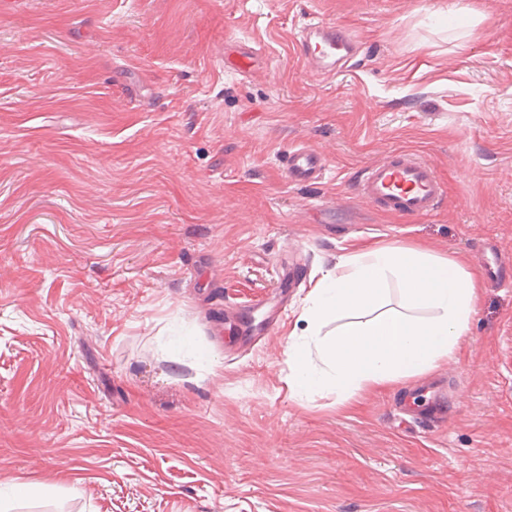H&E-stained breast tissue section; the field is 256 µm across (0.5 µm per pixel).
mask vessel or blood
<instances>
[{"label":"vessel or blood","instance_id":"vessel-or-blood-1","mask_svg":"<svg viewBox=\"0 0 512 512\" xmlns=\"http://www.w3.org/2000/svg\"><path fill=\"white\" fill-rule=\"evenodd\" d=\"M296 44L301 53L314 56L324 75L332 76L337 54L351 52L356 40L323 20L313 19L302 24ZM286 169L293 182L313 181L322 176L324 159L308 147H294L286 156ZM358 190L376 207L410 218L431 216L447 196L434 166L405 150L393 151L365 168Z\"/></svg>","mask_w":512,"mask_h":512}]
</instances>
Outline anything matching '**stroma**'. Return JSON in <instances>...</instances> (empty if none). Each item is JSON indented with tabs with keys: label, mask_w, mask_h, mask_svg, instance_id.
<instances>
[{
	"label": "stroma",
	"mask_w": 512,
	"mask_h": 512,
	"mask_svg": "<svg viewBox=\"0 0 512 512\" xmlns=\"http://www.w3.org/2000/svg\"><path fill=\"white\" fill-rule=\"evenodd\" d=\"M0 6V494L13 512H512V0ZM361 49L326 80L294 29ZM261 43L246 73L223 54ZM307 145L323 179L284 156ZM432 163V217L356 189ZM354 246L481 272L423 376L294 393L290 333ZM297 280L285 312L279 276ZM52 486L33 498L15 478ZM285 163L288 178L296 183L316 180L324 171V159L321 154L306 146L288 150ZM358 190L376 207L410 218L431 216L447 196L435 167L405 150L365 168Z\"/></svg>",
	"instance_id": "obj_1"
}]
</instances>
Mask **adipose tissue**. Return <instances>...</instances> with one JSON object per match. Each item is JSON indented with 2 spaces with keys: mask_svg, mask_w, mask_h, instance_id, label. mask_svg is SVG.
<instances>
[{
  "mask_svg": "<svg viewBox=\"0 0 512 512\" xmlns=\"http://www.w3.org/2000/svg\"><path fill=\"white\" fill-rule=\"evenodd\" d=\"M402 307L390 309L391 288ZM480 280L459 262L419 248H361L341 256L308 294L301 319L312 345L292 344L293 385L315 390L332 382L337 392L376 388L422 375L453 354L469 332L480 299ZM430 317H422V310ZM330 338H322L327 324ZM315 348L323 363L307 362Z\"/></svg>",
  "mask_w": 512,
  "mask_h": 512,
  "instance_id": "adipose-tissue-1",
  "label": "adipose tissue"
}]
</instances>
